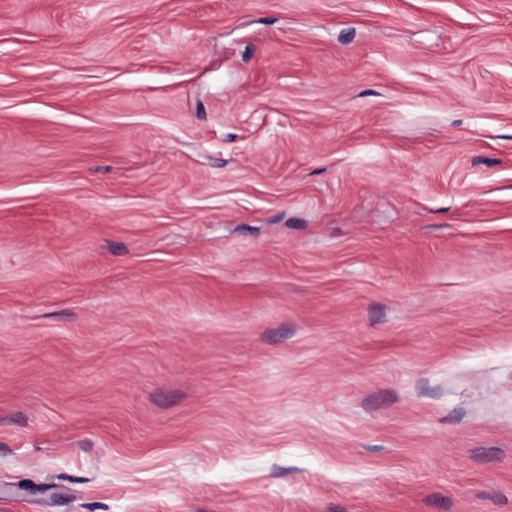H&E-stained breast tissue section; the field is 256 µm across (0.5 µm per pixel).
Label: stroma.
<instances>
[{
    "label": "stroma",
    "instance_id": "stroma-1",
    "mask_svg": "<svg viewBox=\"0 0 512 512\" xmlns=\"http://www.w3.org/2000/svg\"><path fill=\"white\" fill-rule=\"evenodd\" d=\"M0 512H512V0H0Z\"/></svg>",
    "mask_w": 512,
    "mask_h": 512
}]
</instances>
